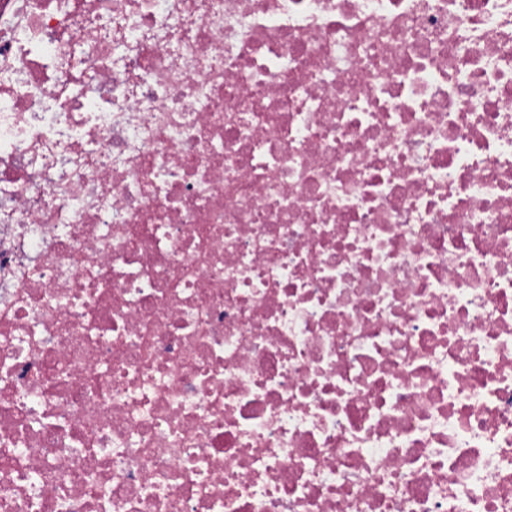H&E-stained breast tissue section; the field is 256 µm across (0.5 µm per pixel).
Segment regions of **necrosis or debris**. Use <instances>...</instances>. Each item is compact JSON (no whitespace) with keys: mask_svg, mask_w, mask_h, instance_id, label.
Returning <instances> with one entry per match:
<instances>
[{"mask_svg":"<svg viewBox=\"0 0 512 512\" xmlns=\"http://www.w3.org/2000/svg\"><path fill=\"white\" fill-rule=\"evenodd\" d=\"M0 512H512V0H0Z\"/></svg>","mask_w":512,"mask_h":512,"instance_id":"obj_1","label":"necrosis or debris"}]
</instances>
